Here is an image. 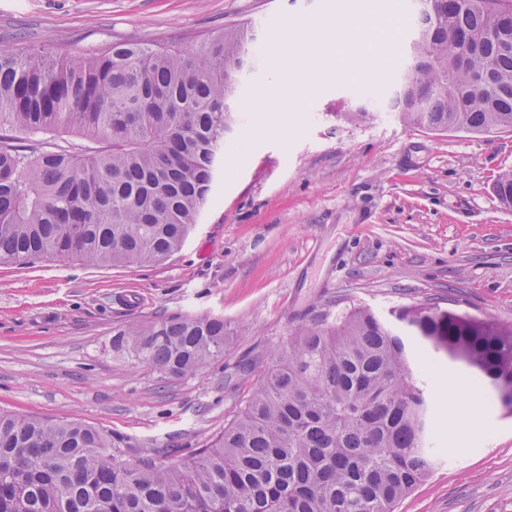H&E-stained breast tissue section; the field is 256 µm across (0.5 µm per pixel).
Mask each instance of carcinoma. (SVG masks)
I'll use <instances>...</instances> for the list:
<instances>
[{"instance_id":"cac0c4a2","label":"carcinoma","mask_w":512,"mask_h":512,"mask_svg":"<svg viewBox=\"0 0 512 512\" xmlns=\"http://www.w3.org/2000/svg\"><path fill=\"white\" fill-rule=\"evenodd\" d=\"M390 110L428 130H512V0H423ZM251 28L182 49H0V265L159 263L208 202L255 54ZM74 134L79 152L34 138ZM512 208V172L495 184ZM429 347L512 415V330L432 305L364 307L294 330L224 432L171 452L77 421L0 412V512H395L433 469L412 364ZM167 380L224 355V319L173 313L112 329Z\"/></svg>"}]
</instances>
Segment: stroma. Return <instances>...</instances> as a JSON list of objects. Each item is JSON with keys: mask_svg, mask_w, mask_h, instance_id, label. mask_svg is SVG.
Returning a JSON list of instances; mask_svg holds the SVG:
<instances>
[{"mask_svg": "<svg viewBox=\"0 0 512 512\" xmlns=\"http://www.w3.org/2000/svg\"><path fill=\"white\" fill-rule=\"evenodd\" d=\"M348 0H0V48L92 52L112 41L181 42L249 21L264 65L247 107L281 86L282 111L249 112L184 247L155 265L95 267L53 258L0 266V410L77 420L133 448H201L223 432L301 324L367 307L380 316L432 303L512 329V208L493 189L512 171V130L430 131L395 114L362 116L364 91L386 99L408 64L398 31L378 69L334 78L289 111L280 40L299 23L355 24ZM280 16L281 29L266 21ZM267 130L254 134L259 123ZM224 319V355L168 381L112 350V328L145 315ZM431 402L435 468L397 512H512V417L463 366L431 352L418 363ZM481 407L480 430L453 400Z\"/></svg>", "mask_w": 512, "mask_h": 512, "instance_id": "stroma-1", "label": "stroma"}]
</instances>
